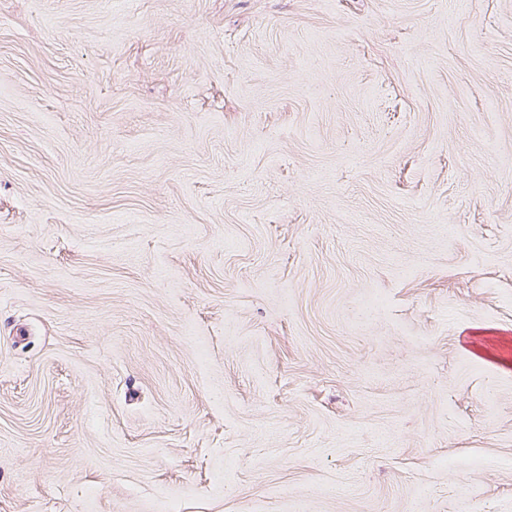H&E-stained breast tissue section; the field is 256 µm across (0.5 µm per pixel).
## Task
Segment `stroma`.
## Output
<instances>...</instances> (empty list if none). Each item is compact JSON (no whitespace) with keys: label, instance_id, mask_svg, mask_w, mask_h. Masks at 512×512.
Returning <instances> with one entry per match:
<instances>
[{"label":"stroma","instance_id":"stroma-1","mask_svg":"<svg viewBox=\"0 0 512 512\" xmlns=\"http://www.w3.org/2000/svg\"><path fill=\"white\" fill-rule=\"evenodd\" d=\"M0 512H512V0H0Z\"/></svg>","mask_w":512,"mask_h":512}]
</instances>
